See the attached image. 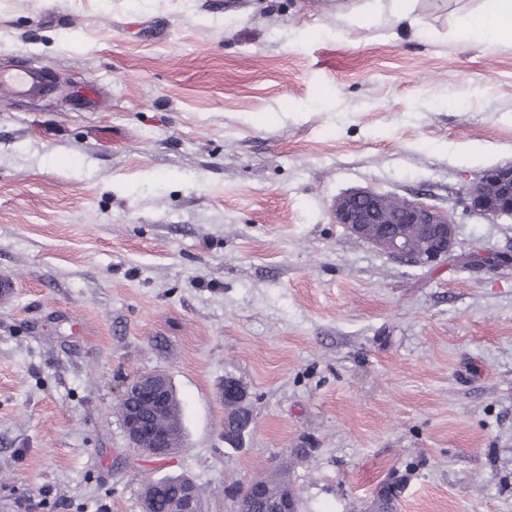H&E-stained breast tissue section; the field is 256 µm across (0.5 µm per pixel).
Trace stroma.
<instances>
[{
  "label": "stroma",
  "mask_w": 512,
  "mask_h": 512,
  "mask_svg": "<svg viewBox=\"0 0 512 512\" xmlns=\"http://www.w3.org/2000/svg\"><path fill=\"white\" fill-rule=\"evenodd\" d=\"M0 0V512H202L283 467L297 512H512V221L466 190L512 163V47L457 43L479 0ZM352 188L448 211V261L349 235ZM160 371L183 444L129 448ZM253 424L224 442L219 386ZM47 82V72L37 65L13 72H0V84L10 85L21 96L37 95L45 89ZM174 390L163 373H151L128 385L121 397L120 412L127 439L132 448L150 456H163L167 448H177L178 438L165 424V415ZM174 417L181 422L180 402L175 395L172 401ZM154 416L147 419V413ZM219 393L224 402V408L236 414L233 425L224 428V442L232 448H238L253 421L247 390L237 379L227 378L221 385ZM173 485L178 488L179 508L177 512H202L197 487L193 481L184 478Z\"/></svg>",
  "instance_id": "1"
}]
</instances>
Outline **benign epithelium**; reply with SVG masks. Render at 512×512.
<instances>
[{
	"mask_svg": "<svg viewBox=\"0 0 512 512\" xmlns=\"http://www.w3.org/2000/svg\"><path fill=\"white\" fill-rule=\"evenodd\" d=\"M467 207L474 213L498 220L512 219V164L486 171L466 191ZM336 223L379 250L402 260L432 265L448 258L455 245V222L447 211L423 202L407 200L370 189H353L333 203ZM174 395L162 373H151L128 385L121 397L123 427L131 447L150 456H163L177 446L178 438L165 424ZM224 408L235 412V422L224 428V443L241 446L253 415L243 384L227 378L220 387ZM178 488V512H202L197 487L184 478Z\"/></svg>",
	"mask_w": 512,
	"mask_h": 512,
	"instance_id": "1",
	"label": "benign epithelium"
}]
</instances>
